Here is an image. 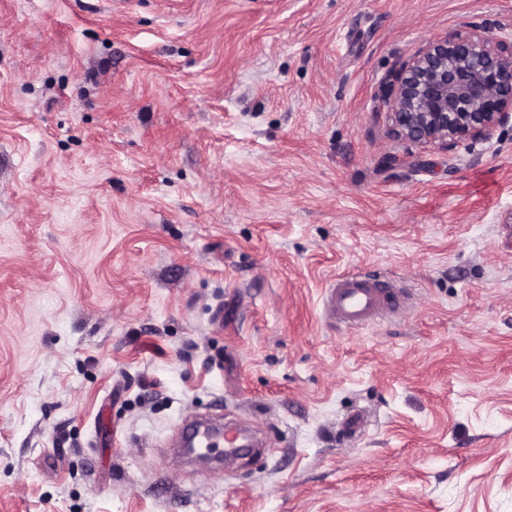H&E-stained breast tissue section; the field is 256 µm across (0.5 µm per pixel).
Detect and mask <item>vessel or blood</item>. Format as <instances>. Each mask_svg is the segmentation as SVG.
I'll return each instance as SVG.
<instances>
[{"mask_svg": "<svg viewBox=\"0 0 512 512\" xmlns=\"http://www.w3.org/2000/svg\"><path fill=\"white\" fill-rule=\"evenodd\" d=\"M412 302L409 290L380 272H357L336 277L324 290L322 315L332 324L361 328L384 316L400 314ZM198 448L210 452L223 448L225 456L240 453L236 436L217 437L209 432H195Z\"/></svg>", "mask_w": 512, "mask_h": 512, "instance_id": "obj_1", "label": "vessel or blood"}]
</instances>
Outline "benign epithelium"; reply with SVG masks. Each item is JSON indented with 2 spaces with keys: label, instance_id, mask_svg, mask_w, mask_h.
<instances>
[{
  "label": "benign epithelium",
  "instance_id": "benign-epithelium-1",
  "mask_svg": "<svg viewBox=\"0 0 512 512\" xmlns=\"http://www.w3.org/2000/svg\"><path fill=\"white\" fill-rule=\"evenodd\" d=\"M380 99L401 141L453 148L489 140L512 123V33L475 29L432 40L384 79Z\"/></svg>",
  "mask_w": 512,
  "mask_h": 512
}]
</instances>
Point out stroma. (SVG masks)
I'll use <instances>...</instances> for the list:
<instances>
[{
	"label": "stroma",
	"instance_id": "obj_1",
	"mask_svg": "<svg viewBox=\"0 0 512 512\" xmlns=\"http://www.w3.org/2000/svg\"><path fill=\"white\" fill-rule=\"evenodd\" d=\"M512 0H0V512H512V126L384 78ZM401 315H321L340 274ZM219 416L268 452L169 456ZM411 302L409 290L381 272L349 273L325 288L322 315L331 324L361 328L400 314Z\"/></svg>",
	"mask_w": 512,
	"mask_h": 512
}]
</instances>
